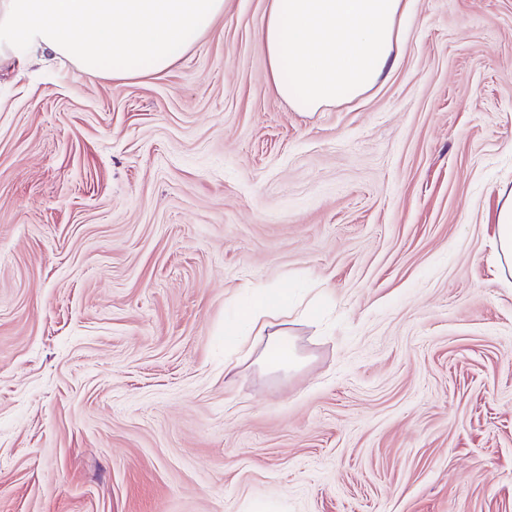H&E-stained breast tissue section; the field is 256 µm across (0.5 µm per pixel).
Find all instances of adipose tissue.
Instances as JSON below:
<instances>
[{"mask_svg": "<svg viewBox=\"0 0 512 512\" xmlns=\"http://www.w3.org/2000/svg\"><path fill=\"white\" fill-rule=\"evenodd\" d=\"M412 0H268L259 38L275 92L299 112L355 98L395 65ZM224 12V0H0V64L66 58L81 74L136 78L166 72ZM495 254L512 274V187L499 191ZM241 346L264 344L281 367L292 355L276 329L288 299L260 294Z\"/></svg>", "mask_w": 512, "mask_h": 512, "instance_id": "obj_1", "label": "adipose tissue"}]
</instances>
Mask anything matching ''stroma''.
<instances>
[{"label":"stroma","mask_w":512,"mask_h":512,"mask_svg":"<svg viewBox=\"0 0 512 512\" xmlns=\"http://www.w3.org/2000/svg\"><path fill=\"white\" fill-rule=\"evenodd\" d=\"M266 8L159 76L0 65V512H512V0H415L314 112ZM259 288L291 367L231 349ZM498 194L495 254L502 273L512 275V187H502Z\"/></svg>","instance_id":"35a3bbf8"}]
</instances>
